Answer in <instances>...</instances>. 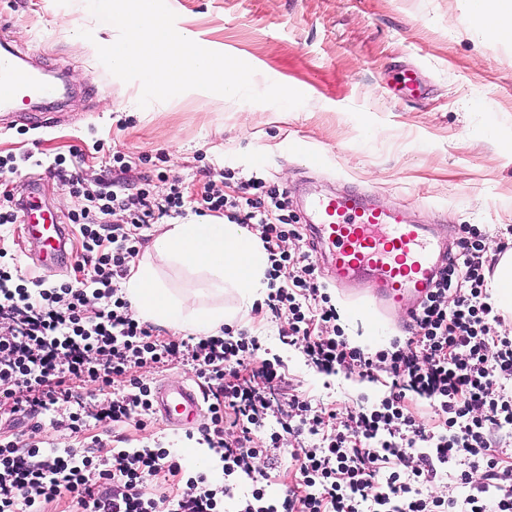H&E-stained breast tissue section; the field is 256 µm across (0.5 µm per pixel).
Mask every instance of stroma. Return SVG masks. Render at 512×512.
<instances>
[{
    "mask_svg": "<svg viewBox=\"0 0 512 512\" xmlns=\"http://www.w3.org/2000/svg\"><path fill=\"white\" fill-rule=\"evenodd\" d=\"M176 26L196 34L201 46L239 58L256 70L253 85L277 82L305 94L303 106L283 110L190 90L164 102L140 107L139 82L111 75L96 45L118 32L98 22L86 0H0L7 28L0 39L30 66L61 77L71 93L44 127L18 121L0 110V157L13 159V172L0 176V195L19 194L40 175V199L61 215L80 210L82 198L41 166L66 160L91 187H111L113 153L132 157L133 177H150L155 197L171 180H182L191 197H201L207 181L229 173V194L240 181L259 177L288 191L289 212H298L311 191L345 186L390 205H406L415 224L436 225L458 253L462 227L485 233L489 258L500 239L512 235V41L483 44L464 0H167ZM95 42L84 51L74 43L79 31ZM416 67L423 91L402 99L395 89L403 68ZM69 231V257L59 266L34 262L26 228H0L5 246L25 281L44 286L86 281L78 225ZM328 292L340 314L345 337L365 338L367 350L388 347L410 335L405 312L392 316L377 333L363 309L349 303L336 286ZM258 337V359H278L290 386L314 403L338 411L357 410L380 398L385 388L358 376L328 375L308 365L301 349L278 336L277 321L264 302L242 312L231 327ZM197 426L175 429L161 420L147 427L91 420L74 434L52 428L48 419L0 417V436H31L55 448L91 447L101 458L120 448L161 444L186 472L230 485L234 497L249 493L246 476H225L219 455L195 454ZM258 430L252 444L274 447L269 470L270 497L295 483V435L271 439Z\"/></svg>",
    "mask_w": 512,
    "mask_h": 512,
    "instance_id": "stroma-1",
    "label": "stroma"
}]
</instances>
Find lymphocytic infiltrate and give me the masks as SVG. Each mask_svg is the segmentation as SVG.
<instances>
[{
    "mask_svg": "<svg viewBox=\"0 0 512 512\" xmlns=\"http://www.w3.org/2000/svg\"><path fill=\"white\" fill-rule=\"evenodd\" d=\"M50 174L87 202L68 220L81 227L95 288L89 293L68 283L13 284L0 248V412L44 414L53 425L64 413L78 434L87 426L80 390L91 383L107 396L113 421L142 427L151 414V386L137 369L186 361L208 385V421L200 432L208 447L218 449L225 474L259 472L267 451L252 446V434L267 417L287 415L318 438L292 454L301 493L269 502L256 486L236 499L235 512H512V465L503 464L500 448L503 436L512 434V391L504 386L512 380V333L495 329L501 318L488 301L479 228L464 226L460 254L449 258L416 309L412 336L370 352L345 341L310 255L295 259L281 250V242L297 232L287 191L252 177L232 196L212 182L196 204L177 180L156 203L145 187L135 194L121 187L93 190L76 172L55 167ZM191 213L224 217L257 232L270 262L266 305L281 320L282 343L301 347L321 372L370 382L387 376L386 393L341 419L285 388L273 363L258 360L242 376L248 360L257 359L256 337L226 330L193 343L164 340L134 318L120 283L139 253L142 230L158 218ZM112 217L116 225L103 233ZM91 296L100 306L90 316ZM315 319L323 324L316 335L309 328ZM414 397L433 400L443 419L439 431L409 415L406 402ZM182 470L159 445L120 450L101 464L82 449L1 438L0 512H47L65 491L82 512H158L143 483ZM443 477L463 495H433L431 485ZM229 494L206 476L184 477L167 512H223Z\"/></svg>",
    "mask_w": 512,
    "mask_h": 512,
    "instance_id": "obj_1",
    "label": "lymphocytic infiltrate"
}]
</instances>
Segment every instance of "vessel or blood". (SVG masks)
<instances>
[{
	"label": "vessel or blood",
	"instance_id": "vessel-or-blood-1",
	"mask_svg": "<svg viewBox=\"0 0 512 512\" xmlns=\"http://www.w3.org/2000/svg\"><path fill=\"white\" fill-rule=\"evenodd\" d=\"M62 92L26 69L11 49L0 51V105H23ZM302 217L327 276L381 315L425 298L446 258L429 225L409 223L403 210L376 204L351 188L305 196ZM21 220L28 227L30 253L40 264L65 261L68 227L60 215L42 209L29 195ZM151 405L153 414L175 428L205 416L199 391L185 379L156 382Z\"/></svg>",
	"mask_w": 512,
	"mask_h": 512
}]
</instances>
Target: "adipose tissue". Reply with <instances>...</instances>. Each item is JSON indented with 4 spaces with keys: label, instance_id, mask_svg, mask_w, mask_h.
I'll list each match as a JSON object with an SVG mask.
<instances>
[{
    "label": "adipose tissue",
    "instance_id": "obj_1",
    "mask_svg": "<svg viewBox=\"0 0 512 512\" xmlns=\"http://www.w3.org/2000/svg\"><path fill=\"white\" fill-rule=\"evenodd\" d=\"M477 25L474 36L484 40L512 39V0H465ZM151 252L190 274L200 276L213 304L198 300L197 291H175L148 263L131 267L125 292L138 317L176 331L210 336L252 308L268 287L267 254L259 239L245 226L218 217L195 218L166 225L153 240ZM232 289L239 305L225 309L219 298Z\"/></svg>",
    "mask_w": 512,
    "mask_h": 512
}]
</instances>
